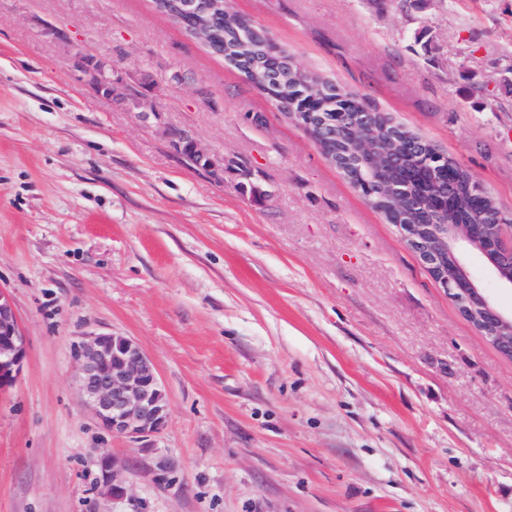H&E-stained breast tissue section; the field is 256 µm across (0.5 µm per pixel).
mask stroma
<instances>
[{
    "instance_id": "obj_1",
    "label": "stroma",
    "mask_w": 512,
    "mask_h": 512,
    "mask_svg": "<svg viewBox=\"0 0 512 512\" xmlns=\"http://www.w3.org/2000/svg\"><path fill=\"white\" fill-rule=\"evenodd\" d=\"M231 6L512 214V0ZM79 49L148 78L155 111L99 96ZM0 289L27 340L0 395V512H512V360L294 122L151 0H0ZM87 332L153 359L159 434H112L82 407ZM169 136L177 144H181L183 142V137H185L180 132H178L176 130L170 131ZM189 141H190L191 145H190ZM189 141L183 142V146H182V153L187 157V159L189 161L193 162L195 165L200 166L202 169H205V166H204V162H200V160L206 161V169H209L211 171H216V172L219 171L218 168L216 169V166L213 164L211 159L206 154H204L203 151H201L198 148L197 144L195 142H193L192 140H189ZM191 147L197 157L194 155Z\"/></svg>"
}]
</instances>
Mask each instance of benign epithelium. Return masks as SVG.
I'll list each match as a JSON object with an SVG mask.
<instances>
[{
  "label": "benign epithelium",
  "mask_w": 512,
  "mask_h": 512,
  "mask_svg": "<svg viewBox=\"0 0 512 512\" xmlns=\"http://www.w3.org/2000/svg\"><path fill=\"white\" fill-rule=\"evenodd\" d=\"M162 11L177 24L191 22V36L207 44L218 26L224 24V12L230 4L222 0H158ZM272 69L283 62L282 49L267 34L260 33ZM76 68L90 78L103 97L121 101L129 110L150 112L152 106L142 83L124 82L118 69L109 62L80 51ZM319 103L311 95L301 106L310 117L307 135L318 143L323 154L336 162V128L346 126L348 137L364 159L379 193L365 198L376 206L388 207V215L408 248L419 258L429 274L448 291L460 313L475 323V330L490 339L498 350L512 358V314L500 311L472 278L467 257L477 255L499 282L512 288V225L501 211L489 214L484 224H421L400 196L392 193L390 174L403 165L412 153L425 155V144L414 132L394 125L395 146L387 147L378 136L379 117L363 104L355 112H338L336 119L318 112ZM431 193L434 204L455 207L459 162L448 154L436 152L432 159ZM469 205L477 211L487 208L488 195L476 180H471ZM26 356V339L7 292L0 289V393L18 381ZM73 358L77 365L79 391L93 420L103 429L130 438H144L159 433L167 424L168 398L157 368L146 351L131 337L119 333L88 332L74 342ZM102 483L112 497L124 495L125 489L107 463H102Z\"/></svg>",
  "instance_id": "1"
}]
</instances>
